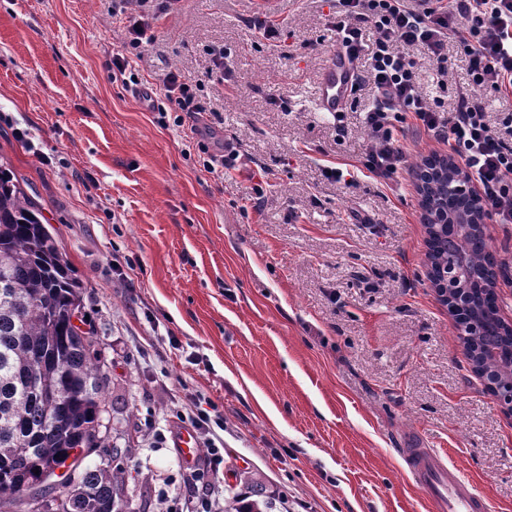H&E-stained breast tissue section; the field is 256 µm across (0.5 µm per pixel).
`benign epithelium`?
Listing matches in <instances>:
<instances>
[{
  "mask_svg": "<svg viewBox=\"0 0 512 512\" xmlns=\"http://www.w3.org/2000/svg\"><path fill=\"white\" fill-rule=\"evenodd\" d=\"M445 185V190L456 194L462 205L461 223L480 235H485L486 225L492 223V213L480 200L475 184L464 172L462 166L451 157H439L430 162V171L419 174L416 190L422 199L440 197L438 187ZM421 223L426 230L434 233L448 229V210L435 205L428 210H421ZM428 277L438 300L448 306L455 324H460V314L473 306L469 289L460 281L459 270L454 266L428 260ZM472 368L485 380L486 389L508 414L512 413V377L505 378L493 372L489 365L492 353H485L479 348L464 345Z\"/></svg>",
  "mask_w": 512,
  "mask_h": 512,
  "instance_id": "benign-epithelium-1",
  "label": "benign epithelium"
}]
</instances>
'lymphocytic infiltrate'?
<instances>
[{
	"label": "lymphocytic infiltrate",
	"mask_w": 512,
	"mask_h": 512,
	"mask_svg": "<svg viewBox=\"0 0 512 512\" xmlns=\"http://www.w3.org/2000/svg\"><path fill=\"white\" fill-rule=\"evenodd\" d=\"M108 15L124 22L123 49L110 61L113 79H123L131 57L155 41L153 24L179 12L182 0H108ZM336 43L351 60H363L360 82L372 85L375 102L365 115L370 144L361 165L371 178L387 182L401 169L406 153L394 136L414 119L436 140L448 144L501 223H512V141L489 123L480 92L512 95V0H336ZM457 38L472 89L453 112L422 94L411 49L436 62L448 58ZM198 86L169 72L151 108L174 113L177 123L198 121L207 106Z\"/></svg>",
	"instance_id": "obj_1"
}]
</instances>
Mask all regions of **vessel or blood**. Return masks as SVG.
Wrapping results in <instances>:
<instances>
[{
  "mask_svg": "<svg viewBox=\"0 0 512 512\" xmlns=\"http://www.w3.org/2000/svg\"><path fill=\"white\" fill-rule=\"evenodd\" d=\"M357 80L358 72L350 58L344 51L334 52L320 73L315 93L317 111L334 118L346 107ZM176 446L183 463L196 464L200 448L192 429L179 431ZM400 455L433 512H489L487 497L437 449L404 448Z\"/></svg>",
  "mask_w": 512,
  "mask_h": 512,
  "instance_id": "obj_1",
  "label": "vessel or blood"
}]
</instances>
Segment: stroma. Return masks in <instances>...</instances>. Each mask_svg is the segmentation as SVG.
Returning a JSON list of instances; mask_svg holds the SVG:
<instances>
[{"label": "stroma", "instance_id": "stroma-1", "mask_svg": "<svg viewBox=\"0 0 512 512\" xmlns=\"http://www.w3.org/2000/svg\"><path fill=\"white\" fill-rule=\"evenodd\" d=\"M270 12L271 40L253 0H184L156 21L133 71L156 92L172 69L204 80L209 111L193 129L159 124L109 78L123 28L102 0H0V153L85 285L108 381L101 431L126 451L125 512L145 507L141 484L151 512L189 506L198 490L173 438L179 413L208 399L224 420L213 512L244 472L275 512H428L399 455L413 444L445 450L492 512H512V416L426 275L415 169L448 147L409 124L397 184L356 172L371 86L339 125L312 103L336 49L333 0ZM219 50L223 85L204 77ZM414 58L423 92L453 110L460 63L443 90L436 64ZM227 140L236 168L206 171L200 142ZM326 165L354 170V185L326 179ZM117 256L131 261L120 273Z\"/></svg>", "mask_w": 512, "mask_h": 512}]
</instances>
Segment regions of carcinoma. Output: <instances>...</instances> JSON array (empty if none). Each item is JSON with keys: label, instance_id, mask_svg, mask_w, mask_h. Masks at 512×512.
Here are the masks:
<instances>
[{"label": "carcinoma", "instance_id": "carcinoma-1", "mask_svg": "<svg viewBox=\"0 0 512 512\" xmlns=\"http://www.w3.org/2000/svg\"><path fill=\"white\" fill-rule=\"evenodd\" d=\"M43 208L22 187L12 164L0 156V510L23 512L33 496H49L57 485L48 471L67 467L65 512H125L121 504L122 452L112 448V467L91 466L83 453L106 447L102 359L94 350L97 330H82L83 284L50 233ZM434 234L432 256L440 262L467 258L463 279L480 294L485 310L498 307L486 280L485 240ZM461 331L478 344L500 349L497 365L508 372L512 344L491 321ZM271 503L250 500L228 486L224 512H270Z\"/></svg>", "mask_w": 512, "mask_h": 512}]
</instances>
